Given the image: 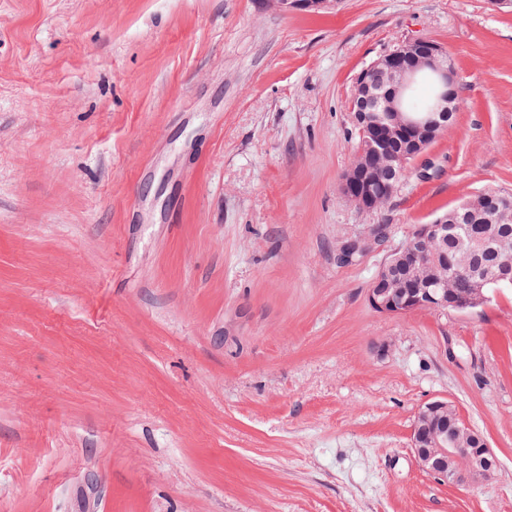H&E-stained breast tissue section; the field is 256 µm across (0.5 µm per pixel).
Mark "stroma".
<instances>
[{
	"label": "stroma",
	"instance_id": "1",
	"mask_svg": "<svg viewBox=\"0 0 512 512\" xmlns=\"http://www.w3.org/2000/svg\"><path fill=\"white\" fill-rule=\"evenodd\" d=\"M416 38L454 64L455 120L363 211L339 191L352 82ZM488 190L512 194V13L488 0H0V512H512V287L365 298ZM439 398L493 478L418 464ZM280 7L288 10L296 8L309 13H321L336 8L338 0H274ZM385 234L382 226L375 227L371 230L370 235L366 239L351 240L345 243L338 254V260L342 263H350L354 258L365 251L371 243L378 242Z\"/></svg>",
	"mask_w": 512,
	"mask_h": 512
}]
</instances>
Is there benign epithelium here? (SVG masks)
Instances as JSON below:
<instances>
[{"label": "benign epithelium", "instance_id": "1", "mask_svg": "<svg viewBox=\"0 0 512 512\" xmlns=\"http://www.w3.org/2000/svg\"><path fill=\"white\" fill-rule=\"evenodd\" d=\"M284 9L296 8L321 13L336 8L338 0H275ZM421 71L430 72L436 83L432 106L420 112H404L400 100ZM456 100V75L448 54L438 43L424 38L399 45L362 69L353 79L350 112L353 125L362 138L361 149L341 182V192L359 209L378 205L373 190L380 172L399 170L424 153L445 130L441 120L452 111ZM512 207L504 197L480 194L454 207L455 213L468 215L476 208L485 220L493 223ZM385 234L375 227L366 239L345 243L338 254L342 263H350L369 245ZM448 240L447 219L440 217L430 224L419 225L408 240L392 251L379 266L367 289L369 305L387 316H404L423 309L466 312L484 304L486 296L478 291L469 299H460L448 286L435 284L439 278L420 274L438 262L433 250L436 243ZM446 399H435L417 412L412 448L420 465L443 481L458 484L465 480L491 478L497 457L488 441L455 414L451 424L439 423L448 412Z\"/></svg>", "mask_w": 512, "mask_h": 512}]
</instances>
